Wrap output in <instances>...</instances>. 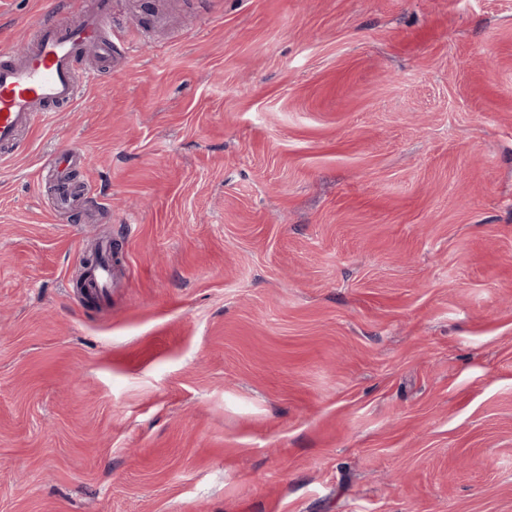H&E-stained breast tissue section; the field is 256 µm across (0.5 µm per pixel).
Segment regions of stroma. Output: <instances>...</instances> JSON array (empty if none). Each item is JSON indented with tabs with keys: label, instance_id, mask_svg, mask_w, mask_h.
Listing matches in <instances>:
<instances>
[{
	"label": "stroma",
	"instance_id": "obj_1",
	"mask_svg": "<svg viewBox=\"0 0 512 512\" xmlns=\"http://www.w3.org/2000/svg\"><path fill=\"white\" fill-rule=\"evenodd\" d=\"M94 2L0 0V52ZM112 26L0 162V512H512V0ZM112 266L108 263L96 265L86 271V280L90 286V293L98 296L104 294L111 281Z\"/></svg>",
	"mask_w": 512,
	"mask_h": 512
}]
</instances>
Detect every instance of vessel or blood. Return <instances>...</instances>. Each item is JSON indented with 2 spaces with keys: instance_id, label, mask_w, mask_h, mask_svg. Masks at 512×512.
Masks as SVG:
<instances>
[{
  "instance_id": "b4317fda",
  "label": "vessel or blood",
  "mask_w": 512,
  "mask_h": 512,
  "mask_svg": "<svg viewBox=\"0 0 512 512\" xmlns=\"http://www.w3.org/2000/svg\"><path fill=\"white\" fill-rule=\"evenodd\" d=\"M112 0H96L80 23L40 26L31 50L20 59L0 53V151L11 153L19 134L48 123L56 108L73 105L82 80L85 57L114 56ZM111 265L87 271L93 295H103L111 281Z\"/></svg>"
}]
</instances>
